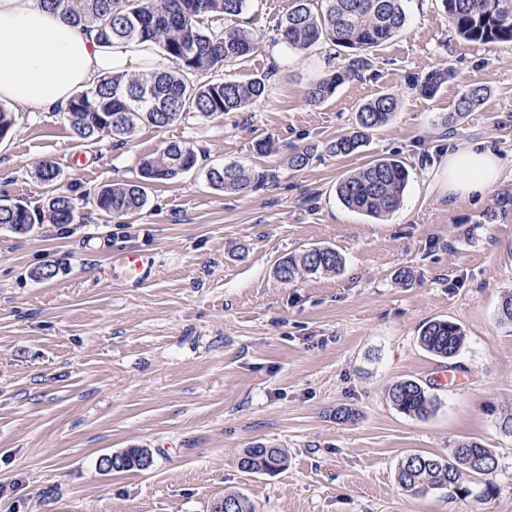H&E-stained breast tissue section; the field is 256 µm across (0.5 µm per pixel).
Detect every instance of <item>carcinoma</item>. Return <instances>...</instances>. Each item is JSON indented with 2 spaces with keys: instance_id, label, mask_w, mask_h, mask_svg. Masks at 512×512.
Returning a JSON list of instances; mask_svg holds the SVG:
<instances>
[{
  "instance_id": "1",
  "label": "carcinoma",
  "mask_w": 512,
  "mask_h": 512,
  "mask_svg": "<svg viewBox=\"0 0 512 512\" xmlns=\"http://www.w3.org/2000/svg\"><path fill=\"white\" fill-rule=\"evenodd\" d=\"M254 0H41L44 8L62 11L71 23L93 29L105 42H151L167 65L135 75L114 74L77 93L63 109L75 137L97 138L102 133L124 144L136 130L148 125L167 127L186 115L204 118L239 112L263 99L268 77L246 82L209 81L198 77L227 63L244 60L259 47V37L239 18ZM406 0H294L278 25L279 41L292 50H310L330 43L347 52V64L314 83L306 101L317 105L332 96L337 87L367 70L368 54L398 34L406 25ZM448 23L460 37L479 44L512 45V0H442ZM446 66L430 70L416 85L420 95L434 98L448 82ZM487 88L473 86L463 93L455 111L448 113V127L460 124L478 108ZM398 109L392 93L380 94L356 112L352 130L331 142L334 155H349L368 142L375 129L387 124ZM197 164V152L189 142H170L162 153L140 163V179L102 187L96 196L97 209L115 219H130L147 203L146 185L158 180H175ZM216 190L241 193L257 182L237 164L211 167L206 172ZM409 170L397 158H377L352 172L336 185V196L348 209L374 218L396 211L403 201ZM48 218L52 224H72L75 206L66 193L53 190L45 213L20 202L0 199V224L31 225ZM343 266L340 254L330 247H314L298 255L285 256L276 267L277 277L291 283L308 273H337ZM419 342L429 353L449 359L464 344V331L448 320H429L420 327ZM388 398L400 412L419 419L435 408L433 396L418 382L394 383ZM495 453L475 441L460 442L448 454L412 453L398 465L401 490L423 494L446 489L448 497L483 501L495 493L492 476L479 471L476 461ZM288 456L281 448H246L238 465L248 473L271 474L281 470ZM472 484H464V477ZM224 512H254L242 494H224Z\"/></svg>"
}]
</instances>
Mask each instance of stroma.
Instances as JSON below:
<instances>
[{"label": "stroma", "mask_w": 512, "mask_h": 512, "mask_svg": "<svg viewBox=\"0 0 512 512\" xmlns=\"http://www.w3.org/2000/svg\"><path fill=\"white\" fill-rule=\"evenodd\" d=\"M292 4L256 0L241 21L260 36L257 52L207 74L271 73L267 96L243 111L144 127L118 146L76 139L63 112L8 104L0 198L45 209L49 187L34 169L48 161L81 220L0 225V512H211L232 491L255 512H512V435L499 428L512 412V324L498 319L512 293V45L466 41L441 0H407L404 29L362 77L311 105L309 86L347 54L287 50L277 25ZM442 64L453 77L424 99L416 83ZM474 85L487 98L448 130ZM384 91L399 98L394 118L358 153H328ZM172 141L194 144L195 170L150 186L133 219L95 208L101 187L136 178ZM476 144L501 159L496 186L442 194L445 156ZM298 148L311 158L295 170ZM382 156L406 162L409 185L397 211L367 219L335 187ZM234 162L265 182L213 189L207 168ZM313 246L336 249L341 271L277 278L282 257ZM127 248L158 257L148 284L113 281L109 257ZM431 319L462 327L455 357L421 347ZM404 379L435 396L429 417L390 403ZM469 439L497 455L492 498L401 491L404 455ZM256 446L284 449L285 469L242 471L239 453ZM130 448L148 449L151 465L105 470L103 457Z\"/></svg>", "instance_id": "35a3bbf8"}]
</instances>
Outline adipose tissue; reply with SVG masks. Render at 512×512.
I'll list each match as a JSON object with an SVG mask.
<instances>
[{"label": "adipose tissue", "mask_w": 512, "mask_h": 512, "mask_svg": "<svg viewBox=\"0 0 512 512\" xmlns=\"http://www.w3.org/2000/svg\"><path fill=\"white\" fill-rule=\"evenodd\" d=\"M155 63L149 44L102 43L39 0H0V101L51 111L106 74H129ZM501 166L491 152L449 155L439 185L452 197L495 187Z\"/></svg>", "instance_id": "1"}]
</instances>
